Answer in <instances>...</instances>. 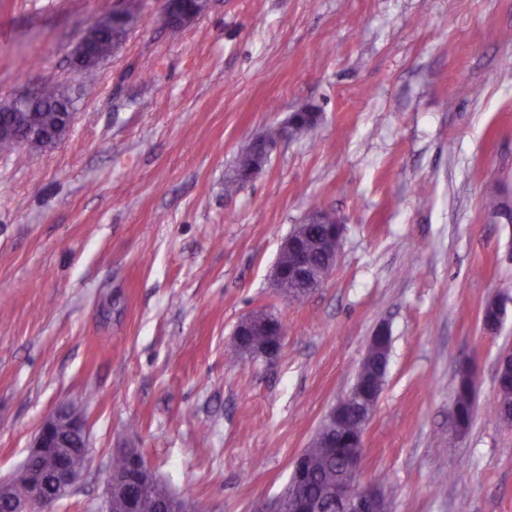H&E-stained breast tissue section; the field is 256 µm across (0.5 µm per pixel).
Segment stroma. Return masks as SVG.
<instances>
[{
	"label": "stroma",
	"instance_id": "stroma-1",
	"mask_svg": "<svg viewBox=\"0 0 512 512\" xmlns=\"http://www.w3.org/2000/svg\"><path fill=\"white\" fill-rule=\"evenodd\" d=\"M124 7L0 0V104L55 82L76 100L60 143L0 153V478L66 400L90 452L56 512H103L122 447L199 512H275L383 326L362 482L387 512H512V224L485 209L512 196V0H209L176 35L142 0L123 44L75 69L77 40ZM304 106L316 127L226 195L239 144ZM318 207L343 226L338 258L292 301L272 270ZM259 310L282 349L237 357ZM473 384V377L467 372L460 377L458 382L453 415L454 422L460 430L468 428L473 417L471 400Z\"/></svg>",
	"mask_w": 512,
	"mask_h": 512
}]
</instances>
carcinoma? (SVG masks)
Returning a JSON list of instances; mask_svg holds the SVG:
<instances>
[{"label":"carcinoma","mask_w":512,"mask_h":512,"mask_svg":"<svg viewBox=\"0 0 512 512\" xmlns=\"http://www.w3.org/2000/svg\"><path fill=\"white\" fill-rule=\"evenodd\" d=\"M94 41L99 59L111 53L110 42H121L128 31L114 27L112 38L105 36V30H88ZM76 106L69 90L64 85L49 87L35 95L34 102L14 112L0 111V151H12L19 147L43 149L56 145L69 132L70 115ZM257 146L253 141L245 142L239 149L233 175L225 184V190L234 192L244 170L250 166ZM310 241L308 258L313 265L322 262L321 242L328 233L323 224H312L306 230ZM386 340L373 343L372 358L362 364L358 373V392L363 397L373 395L383 386L386 376ZM473 377L463 374L458 382L453 407L454 422L464 430L473 417L471 393ZM364 424L353 411H342L332 424L321 426L318 442L304 452L302 467L293 469L292 477L299 486V497L289 512H338L334 490L336 483L346 476L348 469L358 455ZM63 459L70 467L84 468L85 458L79 455L62 456L59 448L40 450V461L49 468L57 459ZM112 476L121 480L120 493L129 495L135 504L134 512H159L161 503L173 492L153 473L139 468L137 459L130 455L112 458ZM28 476L19 473L7 491L0 494V512H8L10 498L20 497L27 490Z\"/></svg>","instance_id":"1"}]
</instances>
